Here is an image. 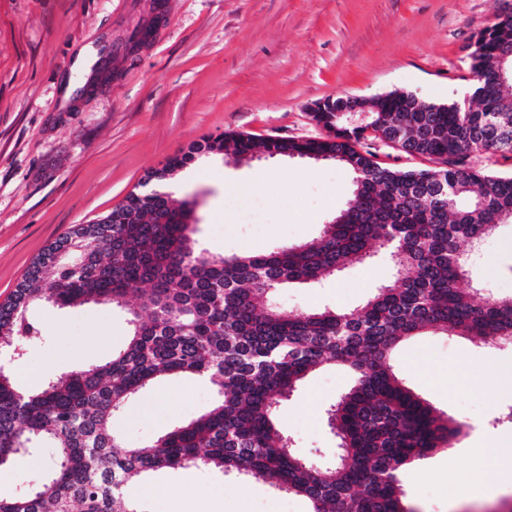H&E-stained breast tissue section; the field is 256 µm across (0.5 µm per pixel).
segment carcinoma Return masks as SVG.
Listing matches in <instances>:
<instances>
[{
    "instance_id": "carcinoma-1",
    "label": "carcinoma",
    "mask_w": 512,
    "mask_h": 512,
    "mask_svg": "<svg viewBox=\"0 0 512 512\" xmlns=\"http://www.w3.org/2000/svg\"><path fill=\"white\" fill-rule=\"evenodd\" d=\"M469 55L470 98L438 104L392 91L354 103L369 123L350 129L336 116L337 98L315 102L321 139L208 135L146 176L167 179L194 155L235 160L255 155H308L349 167L354 189L321 224L317 237L265 255H213L195 247L196 200L173 206L168 195L130 191L99 222L102 238L75 241L76 224L50 244L55 263L38 256L9 299L0 303V462L19 465L47 441L57 457L23 496L0 494V512H138L130 489L147 473L205 466L267 482L303 497L309 512H413L401 470L450 447L464 425L412 392L389 355L426 331L512 343V297L465 290L459 243L512 224V175L482 172L477 151L512 154V12L475 34ZM436 166L384 167L361 149L366 131ZM382 250L395 279L360 307L342 312L288 311L270 295L309 284ZM141 287L138 303L128 295ZM64 308L89 302L129 308L126 346L112 358L22 389L14 368L41 335L29 320L35 303ZM322 365L352 370L355 384L328 409L341 455L316 469L301 459L279 426L282 404ZM161 376L205 378L216 389L210 408L148 443L129 448L114 414Z\"/></svg>"
}]
</instances>
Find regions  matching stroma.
Returning a JSON list of instances; mask_svg holds the SVG:
<instances>
[{"label":"stroma","instance_id":"stroma-1","mask_svg":"<svg viewBox=\"0 0 512 512\" xmlns=\"http://www.w3.org/2000/svg\"><path fill=\"white\" fill-rule=\"evenodd\" d=\"M150 44L128 56L118 46L152 18V0H0V303L31 262L72 225L99 218L134 190L148 170L222 131L315 139L308 112L328 96L372 98L412 91L437 103L468 94L471 36L512 0H162ZM354 175L333 160L261 157L193 161L170 182L171 199L196 197L195 238L214 255L264 254L277 244L316 237L343 206ZM256 187L261 224L242 223L226 198ZM462 285L512 296V225L478 247L462 244ZM382 253L314 284L277 290L288 310H348L390 280ZM42 338L30 346L17 378L39 389L49 378L100 363L125 345L126 308L89 303L36 307ZM393 371L437 411L463 422L453 447L400 473L415 512H512V493L465 499L460 478L499 481L490 450L512 439V389L497 369L512 348L490 351L465 336L430 332L401 343ZM349 369L310 373L285 402L281 424L295 451L315 467L334 458L329 403L353 384ZM212 387L164 378L113 419L127 446L146 443L210 406ZM57 450L0 468V491L24 494ZM139 512H308L306 501L262 481L206 467L147 476Z\"/></svg>","mask_w":512,"mask_h":512}]
</instances>
